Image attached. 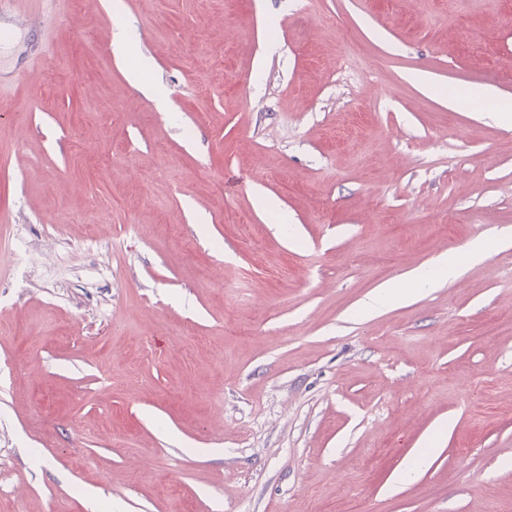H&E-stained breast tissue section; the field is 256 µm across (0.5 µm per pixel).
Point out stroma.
<instances>
[{"label": "stroma", "instance_id": "obj_1", "mask_svg": "<svg viewBox=\"0 0 512 512\" xmlns=\"http://www.w3.org/2000/svg\"><path fill=\"white\" fill-rule=\"evenodd\" d=\"M22 5L0 512H512V0ZM409 281L415 288L401 289L406 290L402 293L395 292V288H402L399 285L393 282L385 283L381 288L373 291V293L368 297L364 303L363 310L371 314L378 313L392 304L395 295H399L406 301L410 300L414 293L435 285V280H433L430 270L427 268L415 271L409 278Z\"/></svg>", "mask_w": 512, "mask_h": 512}]
</instances>
